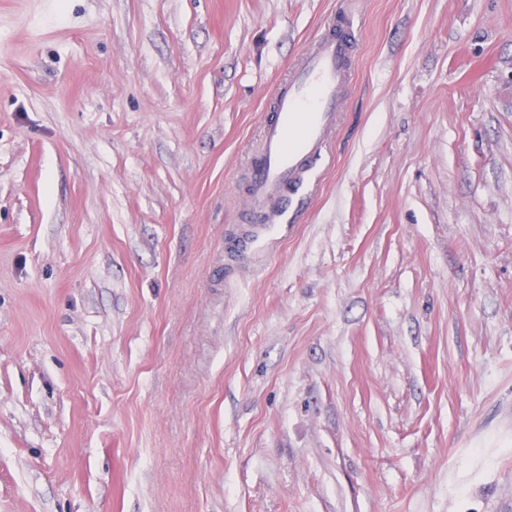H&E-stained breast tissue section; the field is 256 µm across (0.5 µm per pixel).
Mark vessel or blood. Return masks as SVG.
<instances>
[{
  "instance_id": "obj_1",
  "label": "vessel or blood",
  "mask_w": 512,
  "mask_h": 512,
  "mask_svg": "<svg viewBox=\"0 0 512 512\" xmlns=\"http://www.w3.org/2000/svg\"><path fill=\"white\" fill-rule=\"evenodd\" d=\"M354 40L339 32L318 42L275 95L248 163L247 213L256 221H273L286 190L304 189L323 157L340 116Z\"/></svg>"
}]
</instances>
